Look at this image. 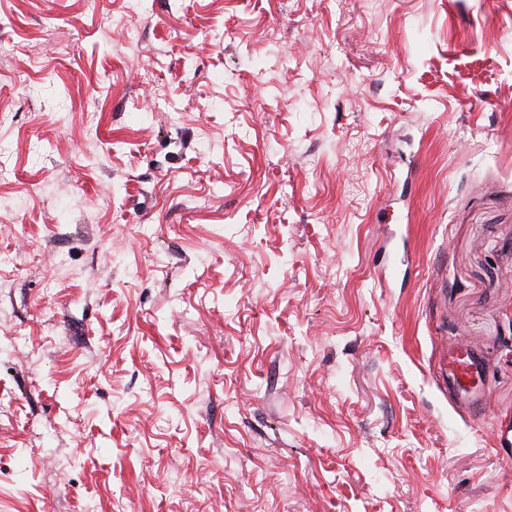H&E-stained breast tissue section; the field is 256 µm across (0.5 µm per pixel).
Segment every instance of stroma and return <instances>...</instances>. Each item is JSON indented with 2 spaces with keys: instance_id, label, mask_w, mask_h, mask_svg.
Returning <instances> with one entry per match:
<instances>
[{
  "instance_id": "obj_1",
  "label": "stroma",
  "mask_w": 512,
  "mask_h": 512,
  "mask_svg": "<svg viewBox=\"0 0 512 512\" xmlns=\"http://www.w3.org/2000/svg\"><path fill=\"white\" fill-rule=\"evenodd\" d=\"M126 7L0 0V512H512V0ZM448 379L458 394H472L482 378V364L477 349L461 347L448 352Z\"/></svg>"
}]
</instances>
